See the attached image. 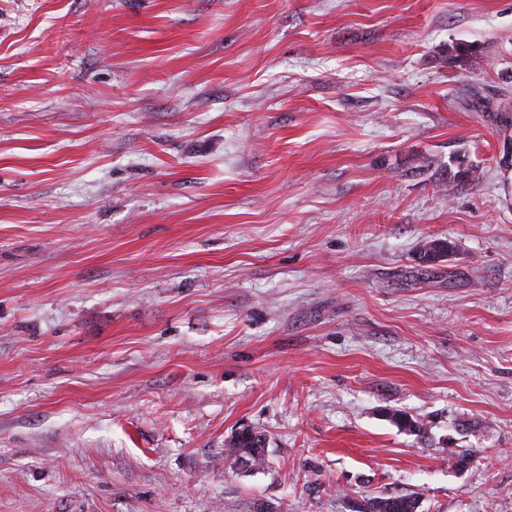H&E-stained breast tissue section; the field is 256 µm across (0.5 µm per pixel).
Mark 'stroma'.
Listing matches in <instances>:
<instances>
[{
	"label": "stroma",
	"instance_id": "1",
	"mask_svg": "<svg viewBox=\"0 0 512 512\" xmlns=\"http://www.w3.org/2000/svg\"><path fill=\"white\" fill-rule=\"evenodd\" d=\"M503 109L512 0H0V512H512ZM235 432L230 439L224 443V461L230 468L242 470V466L256 469L263 467L266 463V442L267 436L255 431ZM366 502L369 510H359L358 512H417L413 510L417 499L410 495L373 497Z\"/></svg>",
	"mask_w": 512,
	"mask_h": 512
}]
</instances>
